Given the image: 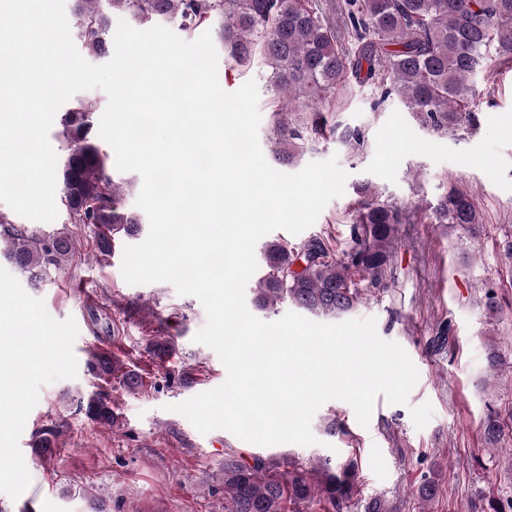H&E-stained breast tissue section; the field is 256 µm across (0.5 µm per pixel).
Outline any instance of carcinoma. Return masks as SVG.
I'll return each instance as SVG.
<instances>
[{"instance_id":"carcinoma-1","label":"carcinoma","mask_w":512,"mask_h":512,"mask_svg":"<svg viewBox=\"0 0 512 512\" xmlns=\"http://www.w3.org/2000/svg\"><path fill=\"white\" fill-rule=\"evenodd\" d=\"M107 2L108 9L101 8ZM75 37L96 55L108 51L117 21L166 19L190 36L224 19L219 43L234 64L258 67L269 93L270 143L274 164L296 166L321 140L332 139L358 150L365 136L333 119L336 101L354 86L373 85L400 97L420 125L435 133H465L478 124L483 103L493 104L492 76L512 61V0H72ZM336 15L341 24L335 25ZM484 80V89L477 87ZM94 111L80 106L61 115L60 136L67 152L59 192L67 222L46 232L15 225L0 213V256L34 287L52 279L67 262L82 258L78 224L100 233L93 252L100 262L112 256V238L138 231L140 219L120 211L122 186L108 172V155L95 142ZM429 224L448 228V236L480 235L483 216L473 193L452 184L433 200L421 199L408 211L366 184L358 191L349 234L338 250L321 236L299 243H265V273L254 288L253 304L269 313L289 303L316 317L342 318L368 297L395 286V253L401 225L416 213ZM488 315L501 306L495 283H481ZM100 377L122 372L123 386L134 392L143 381L122 371L106 353H91ZM87 418L114 426L117 414L103 391L88 397ZM495 445L506 436L499 416L483 425ZM359 462L318 459L309 469L288 467L275 457L255 455L247 462L224 454V512H395L383 497L359 498ZM435 473L421 475L416 495L421 512L438 499Z\"/></svg>"}]
</instances>
